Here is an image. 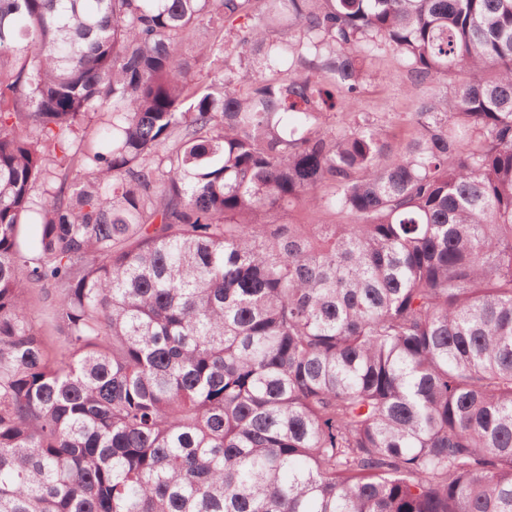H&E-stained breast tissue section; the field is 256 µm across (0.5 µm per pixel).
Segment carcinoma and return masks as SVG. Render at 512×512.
I'll use <instances>...</instances> for the list:
<instances>
[{"instance_id": "obj_1", "label": "carcinoma", "mask_w": 512, "mask_h": 512, "mask_svg": "<svg viewBox=\"0 0 512 512\" xmlns=\"http://www.w3.org/2000/svg\"><path fill=\"white\" fill-rule=\"evenodd\" d=\"M0 512H512V0H0ZM372 70L373 77L365 86L359 102L354 106L338 105L336 121L347 125L350 119L348 112H375L383 122H387L392 136L407 137L410 132L407 122L393 118L397 114L403 117L404 112L412 111V92L401 74L399 59L386 51L373 60Z\"/></svg>"}]
</instances>
